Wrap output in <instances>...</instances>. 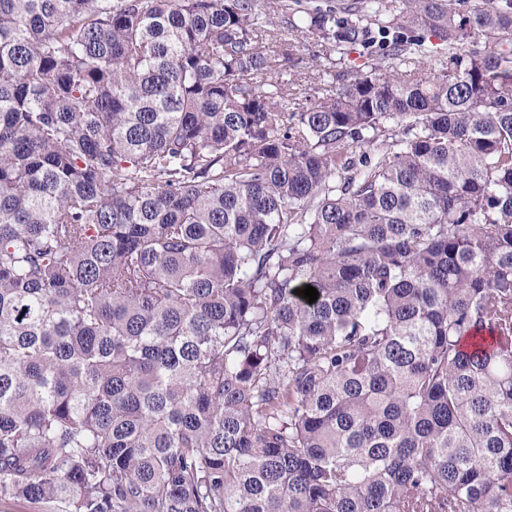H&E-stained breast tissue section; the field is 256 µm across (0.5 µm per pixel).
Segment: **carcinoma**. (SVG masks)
<instances>
[{"label": "carcinoma", "instance_id": "obj_1", "mask_svg": "<svg viewBox=\"0 0 512 512\" xmlns=\"http://www.w3.org/2000/svg\"><path fill=\"white\" fill-rule=\"evenodd\" d=\"M461 2L288 19L380 51L301 99L282 0H0V499L512 512V0Z\"/></svg>", "mask_w": 512, "mask_h": 512}]
</instances>
